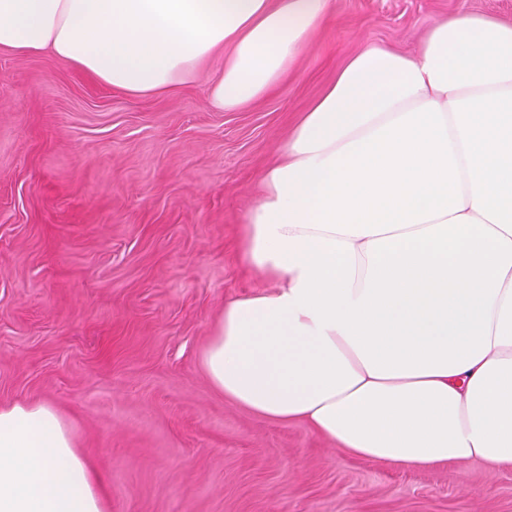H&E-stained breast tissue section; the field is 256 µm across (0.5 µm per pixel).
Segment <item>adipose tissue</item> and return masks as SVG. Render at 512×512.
<instances>
[{"label":"adipose tissue","mask_w":512,"mask_h":512,"mask_svg":"<svg viewBox=\"0 0 512 512\" xmlns=\"http://www.w3.org/2000/svg\"><path fill=\"white\" fill-rule=\"evenodd\" d=\"M332 0H0V52L133 98L225 53L212 110L271 92ZM239 239L269 288L202 356L225 399L400 469H512V22L462 13L351 56L296 121ZM0 512H104L54 408L0 405Z\"/></svg>","instance_id":"adipose-tissue-1"}]
</instances>
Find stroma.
<instances>
[{
  "label": "stroma",
  "instance_id": "stroma-1",
  "mask_svg": "<svg viewBox=\"0 0 512 512\" xmlns=\"http://www.w3.org/2000/svg\"><path fill=\"white\" fill-rule=\"evenodd\" d=\"M512 0H333L269 95L207 104L224 66L135 99L0 53V404L53 406L107 512H512V471L397 470L225 400L201 366L230 297L265 288L238 238L263 170L356 52L411 54L441 19Z\"/></svg>",
  "mask_w": 512,
  "mask_h": 512
}]
</instances>
